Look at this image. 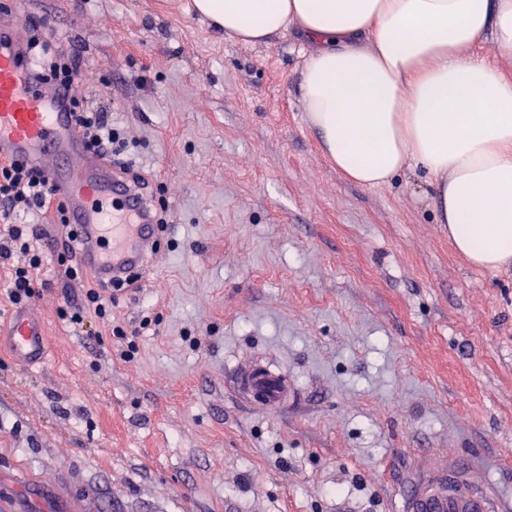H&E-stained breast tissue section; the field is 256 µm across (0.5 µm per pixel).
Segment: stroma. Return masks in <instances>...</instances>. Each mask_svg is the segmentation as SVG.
Instances as JSON below:
<instances>
[{"instance_id":"obj_1","label":"stroma","mask_w":512,"mask_h":512,"mask_svg":"<svg viewBox=\"0 0 512 512\" xmlns=\"http://www.w3.org/2000/svg\"><path fill=\"white\" fill-rule=\"evenodd\" d=\"M19 17L76 30L79 99L168 228L111 323L75 330L89 277L40 272L45 360L0 346V512H410L446 467L512 512V268L454 251L419 163L336 170L301 97L315 42L243 44L192 0H0ZM255 360L288 375L280 411L230 384Z\"/></svg>"}]
</instances>
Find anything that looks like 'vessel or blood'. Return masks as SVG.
Here are the masks:
<instances>
[{"instance_id":"obj_1","label":"vessel or blood","mask_w":512,"mask_h":512,"mask_svg":"<svg viewBox=\"0 0 512 512\" xmlns=\"http://www.w3.org/2000/svg\"><path fill=\"white\" fill-rule=\"evenodd\" d=\"M13 28L0 27V159L26 160L44 169L64 198L71 223L79 227V259L107 281L126 279L155 252L152 213L139 194L113 174L109 164L83 148L74 117L52 93L31 85ZM21 365L39 362L47 334L41 321L16 312L6 331ZM251 401L267 411L292 396L287 376L258 362L239 378ZM411 512H498L494 498L457 477L420 490Z\"/></svg>"}]
</instances>
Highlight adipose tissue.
<instances>
[{
    "instance_id": "obj_1",
    "label": "adipose tissue",
    "mask_w": 512,
    "mask_h": 512,
    "mask_svg": "<svg viewBox=\"0 0 512 512\" xmlns=\"http://www.w3.org/2000/svg\"><path fill=\"white\" fill-rule=\"evenodd\" d=\"M249 45L315 41L301 92L324 153L361 185L419 162L456 252L512 266V79L471 48L512 55V0H193Z\"/></svg>"
}]
</instances>
